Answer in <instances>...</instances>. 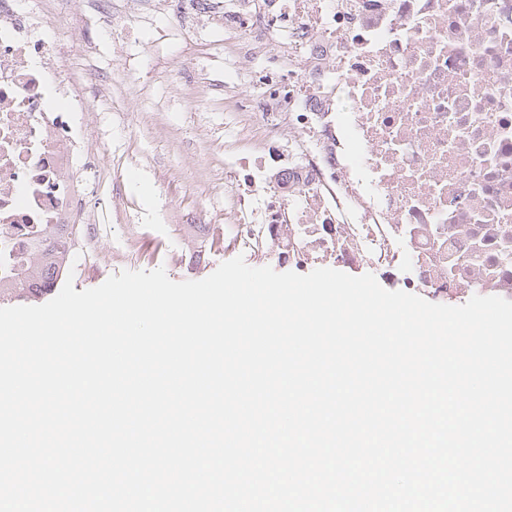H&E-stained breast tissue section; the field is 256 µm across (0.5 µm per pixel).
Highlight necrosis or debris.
Segmentation results:
<instances>
[{"label": "necrosis or debris", "mask_w": 512, "mask_h": 512, "mask_svg": "<svg viewBox=\"0 0 512 512\" xmlns=\"http://www.w3.org/2000/svg\"><path fill=\"white\" fill-rule=\"evenodd\" d=\"M213 20L254 62L243 110L267 131L255 164L230 142L228 248L299 270L367 267L437 296L512 300V0H95ZM0 0V292L34 271L41 224L77 237L79 188L101 176L75 135L87 101Z\"/></svg>", "instance_id": "necrosis-or-debris-1"}]
</instances>
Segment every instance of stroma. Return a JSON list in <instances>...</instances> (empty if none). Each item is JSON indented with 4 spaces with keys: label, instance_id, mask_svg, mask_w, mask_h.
Returning a JSON list of instances; mask_svg holds the SVG:
<instances>
[{
    "label": "stroma",
    "instance_id": "35a3bbf8",
    "mask_svg": "<svg viewBox=\"0 0 512 512\" xmlns=\"http://www.w3.org/2000/svg\"><path fill=\"white\" fill-rule=\"evenodd\" d=\"M39 27L59 11L77 15V23L61 26V65L84 85L88 105L79 122L85 135L101 144L100 181L85 190L87 218L101 228L89 250L90 269H75L74 288L101 285L120 271L164 268L175 281L200 280L233 257L223 233L233 223L229 195L209 194L205 178L224 171V143L238 135L261 143L263 130L238 112L222 90L204 87L202 73L215 71L230 40L213 33L207 21L185 25L180 16H148L137 36L124 39V56L113 54L109 14L92 9L87 0H34ZM135 67L144 94L112 90L100 94L123 61ZM209 224L215 238L199 264L189 262V232H175L186 214Z\"/></svg>",
    "mask_w": 512,
    "mask_h": 512
}]
</instances>
